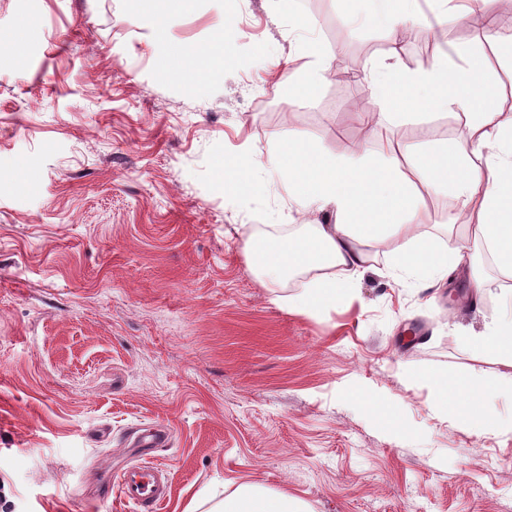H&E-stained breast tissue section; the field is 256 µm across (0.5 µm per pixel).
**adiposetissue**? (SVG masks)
Listing matches in <instances>:
<instances>
[{
  "mask_svg": "<svg viewBox=\"0 0 512 512\" xmlns=\"http://www.w3.org/2000/svg\"><path fill=\"white\" fill-rule=\"evenodd\" d=\"M300 78L289 79L288 93L312 94L332 66L319 43H311ZM458 73H450L446 58L434 56L415 68H399L393 56L370 71L376 89L377 119L403 118L434 107L455 112L463 120L470 152L455 140L446 141L428 156L406 155L380 164L356 162L358 147L345 145L330 154L321 138L292 131L273 164L287 180L291 200L310 226L305 236L273 239L263 246L246 240L245 250L266 287H279L294 271L311 272L290 309L313 313L354 297L368 269V241L390 244L393 269L407 274L417 287L431 288L467 263L471 295L479 297L484 276L478 258L491 251L498 265L512 274V113L502 112V97L490 89L484 55L460 50ZM261 185L255 161L242 155L224 163L225 190L249 197ZM445 193L460 204L468 228L449 235L440 249L422 230L425 199ZM333 223L320 222L322 214ZM472 351L512 366V319L500 320L479 336ZM433 386L444 406L466 403L463 426L475 427L489 415V404L512 398V379L490 380L468 374L455 383L436 378ZM209 512H310L306 503L287 494H270L245 484L216 502Z\"/></svg>",
  "mask_w": 512,
  "mask_h": 512,
  "instance_id": "ef3b65f1",
  "label": "adipose tissue"
}]
</instances>
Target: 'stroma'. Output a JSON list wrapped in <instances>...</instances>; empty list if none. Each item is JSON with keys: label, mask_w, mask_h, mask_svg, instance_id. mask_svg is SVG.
<instances>
[{"label": "stroma", "mask_w": 512, "mask_h": 512, "mask_svg": "<svg viewBox=\"0 0 512 512\" xmlns=\"http://www.w3.org/2000/svg\"><path fill=\"white\" fill-rule=\"evenodd\" d=\"M132 6L0 0V512H133L96 487L145 459L171 484L162 512H207L243 483L312 512H512V434L461 427L467 405L439 408L430 384L512 377L465 338L512 312V276L482 257L485 290L463 308L467 273L414 287L378 243L353 304L304 314L270 298L306 276L270 290L244 247L307 231L272 164L281 135L379 161L449 138L469 150L458 118L360 121L377 109L364 68L390 53L369 0H170L173 43L214 59L200 89ZM412 8L425 40L395 53L402 68L485 51L472 22L445 23L447 0ZM313 39L355 78L288 98ZM239 154L263 168L247 199L224 189ZM156 422L169 445L134 447Z\"/></svg>", "instance_id": "35a3bbf8"}]
</instances>
